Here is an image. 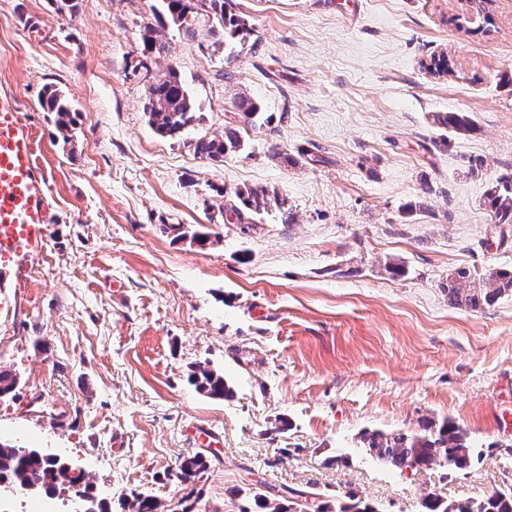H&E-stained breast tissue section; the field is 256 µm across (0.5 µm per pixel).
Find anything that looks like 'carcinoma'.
I'll return each instance as SVG.
<instances>
[{
  "instance_id": "carcinoma-1",
  "label": "carcinoma",
  "mask_w": 512,
  "mask_h": 512,
  "mask_svg": "<svg viewBox=\"0 0 512 512\" xmlns=\"http://www.w3.org/2000/svg\"><path fill=\"white\" fill-rule=\"evenodd\" d=\"M166 16L186 33L195 34L200 12L212 22V28L221 29L224 37L243 40L251 34V28L243 14L235 10L234 0H160ZM165 45L157 40L152 26L141 34V48L137 68L150 77L146 111L149 123L163 136L176 137L192 122L194 101L174 69L161 76L152 75L154 58L161 55ZM42 106L60 116L69 114L67 102L56 90L45 91ZM243 122L251 125L260 114L257 103L248 98L235 102ZM435 122L454 133L473 130L472 118L465 112L439 113ZM243 150V142L235 129L224 130V136L202 139L195 145L198 155L211 161H222ZM237 205L232 207L237 218L245 211L259 212L267 207L270 197L264 188H245L235 191ZM484 206L497 224H512V173L497 177L485 193ZM512 291V272L488 270L473 273L456 272L448 278V303L454 307L480 311L493 304L502 295ZM197 390L212 398H230L232 387L224 375L200 365L192 375ZM362 444L373 459L401 473L415 472L434 467L451 472L464 473L474 462V449L465 428L451 419L440 423L427 422L418 432L396 431L385 433L367 431L362 434ZM206 468L201 455L185 457L176 464L174 477L181 484L195 481ZM72 466L61 459L44 453L39 448H27L0 441V486L19 492L56 493L63 485L75 488V495L87 503L85 512H109L103 502L89 492L79 489L82 474H71ZM259 512H303L300 500L307 499L299 490L270 495L255 489L247 490ZM336 512H378L369 503L352 496L338 505ZM418 512H512V487L495 490L477 498L452 500L429 493L419 502Z\"/></svg>"
}]
</instances>
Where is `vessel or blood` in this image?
I'll use <instances>...</instances> for the list:
<instances>
[{
  "label": "vessel or blood",
  "mask_w": 512,
  "mask_h": 512,
  "mask_svg": "<svg viewBox=\"0 0 512 512\" xmlns=\"http://www.w3.org/2000/svg\"><path fill=\"white\" fill-rule=\"evenodd\" d=\"M51 220L46 177L32 128L15 94L0 91V288L11 285L19 258L40 255Z\"/></svg>",
  "instance_id": "b4317fda"
}]
</instances>
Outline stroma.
<instances>
[{
  "label": "stroma",
  "mask_w": 512,
  "mask_h": 512,
  "mask_svg": "<svg viewBox=\"0 0 512 512\" xmlns=\"http://www.w3.org/2000/svg\"><path fill=\"white\" fill-rule=\"evenodd\" d=\"M76 2L0 0V89L34 131L53 214L44 255L0 296V366L18 378L0 440L68 461L110 512H135L138 493L252 512L254 474L379 512L512 485V293L472 312L446 290L460 269H512V224L482 205L512 171V0H489L490 30L464 0H238L252 32L230 44L204 19L192 36L157 24L156 0ZM152 24L167 46L154 75L175 69L195 103L175 138L145 110ZM440 54L439 78L425 64ZM48 86L66 119L42 109ZM228 128L241 152L196 153ZM246 187L278 199L236 218ZM200 365L233 397L198 392ZM446 418L474 446L467 472L401 474L362 447ZM196 453L208 467L181 485L174 467ZM70 496L5 492L0 512H68ZM435 122L454 133H467L473 130L472 118L465 112L438 113Z\"/></svg>",
  "instance_id": "obj_1"
}]
</instances>
